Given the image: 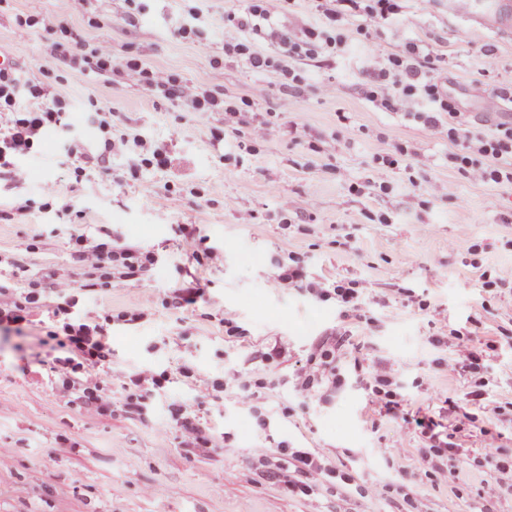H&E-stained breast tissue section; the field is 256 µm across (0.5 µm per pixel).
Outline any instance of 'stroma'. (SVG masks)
I'll return each mask as SVG.
<instances>
[{
	"label": "stroma",
	"mask_w": 512,
	"mask_h": 512,
	"mask_svg": "<svg viewBox=\"0 0 512 512\" xmlns=\"http://www.w3.org/2000/svg\"><path fill=\"white\" fill-rule=\"evenodd\" d=\"M246 0H151L137 23L125 16L124 0H42L44 27L19 37L14 20L27 0H0V51L39 77L41 56L50 43L48 27L65 23L74 37L104 42L115 57L133 52L150 67L168 71L202 88L247 97L260 112L296 127L300 140L276 136L255 151L238 150L233 137L217 140L224 115H198L172 108L148 90L103 80H63L55 96L81 104L94 99L111 109L116 129L166 142L171 163L164 169H134L129 156L115 153L108 170L91 167L74 179L58 165L53 139L41 158L30 161L24 184L0 181V277L10 278L11 257L31 272L74 269L64 234L55 224L57 209L13 211L16 200L43 182L54 183L57 201L72 202L86 217V233L125 239L169 255L146 286L114 282L110 291L80 296L74 311L106 319L112 338V396L120 398L133 371H167L165 390L154 393L140 416L115 410L103 414L65 404L50 360L39 346L40 332L27 337L0 335V512H512V474L501 462L512 459V291L491 295L480 275L512 266V190L475 183L450 163L454 150L405 112H383L369 102L362 84L369 69L355 30H347V51L311 68L312 79L336 84L332 97L314 88L283 94L280 78L260 74L224 57V12ZM200 10L201 34L180 39L173 31L182 16ZM471 41L457 40L459 30ZM383 45L399 49L409 41L434 49L442 63L438 79L467 112L474 130L484 121L487 101L512 87V34L483 26L458 12L451 0H407L402 16L380 31ZM492 48L496 70L480 75V55ZM347 113L339 122V113ZM180 124L182 135L169 140ZM403 147L414 169L386 175L389 189L371 182L379 156ZM447 185L443 199L430 196L431 183ZM180 193L182 205L168 199ZM288 196V215L277 202ZM255 215L240 223V211ZM387 223H379V215ZM189 224L206 238L216 257L208 266L193 261L189 247L172 227ZM353 233L355 248H336L335 239ZM291 254L306 256L312 277H350L370 284L373 323L352 324V342L380 370L410 383V401L439 395L457 397L480 384L486 404L501 413L487 422V434L458 433V453L448 461L447 481L430 477L431 464L417 452L418 439L400 424L373 419L359 384L325 401L294 406L290 386L294 360L340 321L334 305H315L293 291L276 292L265 283L273 262ZM446 277L437 280L432 266ZM200 283L203 296L193 309L175 315L163 305L165 289ZM411 288L436 303L437 320L400 302L398 289ZM139 313L136 322L122 321ZM235 314L250 334L224 337L222 318ZM480 331L497 348L487 369L470 379L449 373L445 361L462 338ZM447 342L431 346L430 336ZM288 345L289 361L277 366L278 382L266 393L268 426L258 429L238 411V393L229 388L196 404L193 373L223 379L226 371L259 378L268 369L256 357L271 339ZM195 405L216 441L225 449L188 448L167 422L169 405ZM291 406L283 414V406ZM405 438L412 452L406 466L412 480L393 477L390 458L379 448ZM288 440L315 448L336 477L320 494L291 496L262 480L251 459ZM501 455L486 458L485 444ZM357 474L345 486L340 474ZM499 478L506 489L488 500L486 480ZM390 483L389 493L364 495L363 487Z\"/></svg>",
	"instance_id": "1"
}]
</instances>
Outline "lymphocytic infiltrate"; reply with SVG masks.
Masks as SVG:
<instances>
[{
  "label": "lymphocytic infiltrate",
  "mask_w": 512,
  "mask_h": 512,
  "mask_svg": "<svg viewBox=\"0 0 512 512\" xmlns=\"http://www.w3.org/2000/svg\"><path fill=\"white\" fill-rule=\"evenodd\" d=\"M290 2L249 0L243 9L226 11L225 56L252 70L279 74L282 88L292 92L307 85L308 63L320 64L346 51L345 32L348 26H355L371 59L364 88L367 99L382 111L407 112L434 131H446L449 142L456 147L452 162L465 178L512 185V122L498 123L489 133L473 131L469 118L436 77L440 68L438 53L411 42L391 53L383 47L377 30L398 18L402 0H317L316 22L295 31L278 23ZM52 33L53 51L39 66L40 78L29 79L17 66L0 73V177L4 180H28L26 162L40 154L50 135L56 140L59 161L74 162L73 173L78 177L85 174L87 162L104 163L116 151L131 155L138 169H162L170 164L166 142L139 134L113 137L111 112L91 99L85 102L84 109L88 122L99 132L100 151L94 156L87 154L79 145L80 131L68 119L72 104L48 91L49 82L68 75L141 87L158 100L202 115L223 113L225 127L244 147L282 132L270 115L254 116V105L246 98L215 88L207 90L178 75L149 68L133 54L115 59L110 45L75 41L64 25H57ZM260 39L269 44V51L257 49ZM60 211L69 217L65 229L81 277H74L66 269L32 274L22 262H15L11 279L0 280V329L24 334L34 325V317L46 298H56L57 311L64 320L61 325L45 328L40 343L52 354L50 369L60 381V394L66 403L98 413L113 404L112 348L103 325L89 318L71 317L70 309L75 305L72 293L78 288L90 293L106 291L116 279L150 283L162 258L155 251L126 240H93L79 229L83 211L72 209L67 203ZM267 285L275 290L296 291L317 303H334L342 318L367 324L373 321L364 280H315L308 275L302 256L291 254L276 261ZM351 336V330L340 327L312 344L292 379L296 400L313 403L349 387L351 367L343 355ZM167 381L166 373L137 371L120 403L122 410L131 415L142 414L148 394L164 388ZM195 383L200 399L210 397L222 384L237 387L241 403L257 426H266L268 410L264 398L270 380L247 379L232 372L220 382L200 376ZM362 383L366 403L373 413L411 426L423 455L447 459L457 447V433L479 425V418L470 407L482 401L481 391L470 390L457 399L447 397L435 405L419 403L408 409L396 382L387 374L368 368ZM170 419L179 428L186 446L215 448L205 423L189 405L173 404ZM251 465L291 496L317 494L323 478L330 473L318 451L295 448L285 440L268 454L254 458Z\"/></svg>",
  "instance_id": "obj_1"
}]
</instances>
